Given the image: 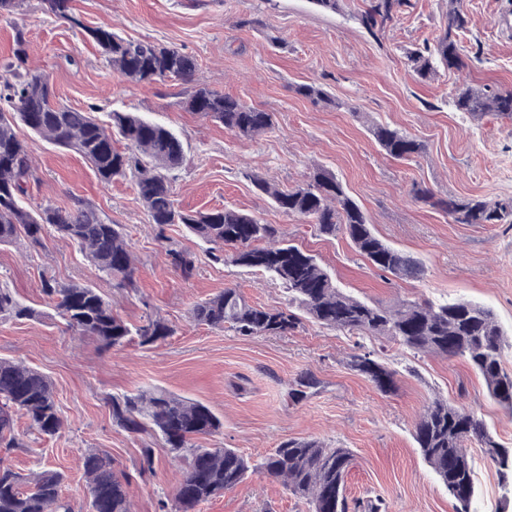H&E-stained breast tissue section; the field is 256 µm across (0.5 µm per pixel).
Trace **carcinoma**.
Wrapping results in <instances>:
<instances>
[{
    "mask_svg": "<svg viewBox=\"0 0 512 512\" xmlns=\"http://www.w3.org/2000/svg\"><path fill=\"white\" fill-rule=\"evenodd\" d=\"M72 2L40 0L43 13L81 30L123 79L153 84L189 81L194 76V57L152 41L125 39L107 26L89 27L74 12ZM448 2L447 24L434 43L407 54L408 66L421 80L431 78L440 65L455 71L467 67L460 36L467 29L468 18L461 0ZM407 4L408 0H370L356 19L378 42L386 24ZM13 58L0 70V246L23 242L35 250L43 246L44 235L51 229L59 238L76 243L99 272L115 280V287L132 285L136 261L132 245L122 225L112 223L106 212L81 198L71 199L65 207L46 204L27 210L20 205L25 184L35 171L33 158L15 130L21 124L48 143L89 162L105 185L132 176L149 223L158 234L171 224H182L191 235L211 245L215 260L228 258L239 266L262 271L279 282L286 293V306L270 308L250 303L237 288H226L192 306L195 323L227 329L237 336H285L298 326L296 311L300 310L325 328L382 336L417 355L462 358L483 378L489 397L512 408V374L502 364L506 332L491 308L470 300L404 301L382 307L344 292L316 257L287 239L276 224H264L231 208L176 209L169 174L183 165L185 152L170 129L115 111L111 112L112 126L106 127L90 113L58 103L49 76L28 65L27 40L20 29L13 38ZM295 91L304 98L341 107L314 82L299 84ZM453 104L471 116L512 114V92L466 86L456 90ZM187 108L238 137L253 138L274 126L273 113L207 87L195 90ZM372 135L394 159H406L423 150L421 141L397 128L375 125ZM248 178L278 210L314 225L318 235L346 233L358 254L376 269L401 281L424 278L423 262L380 239L334 173L318 168L306 183L291 189H283L257 172ZM413 196L444 212L454 224H512L509 198H436L420 187L413 188ZM167 254L175 270L184 276L192 274L194 260L188 252L171 247ZM43 292L70 329L94 336L106 347L133 341L141 347H153L174 333L164 318L153 314L138 326L129 325L92 285L47 280ZM38 316V311L21 302L10 289L0 287V320H33ZM346 365L381 391L390 390L394 383L393 372L372 359L369 352L350 354ZM105 403L117 427L128 433L152 432L172 457L184 461L185 473L174 496L175 512H196L200 504L235 489L254 470L263 471L293 495L307 500L312 512H381L385 508L380 501L363 506L348 499V448H335L317 439H285L253 463L233 448L197 445L199 438L224 427L201 402L155 388L107 395ZM18 414L42 438L55 437L63 424L48 377L21 361L0 358V453L28 449L15 431ZM414 440L436 478L457 502L456 512H470L477 498L473 460L466 443L481 448L502 474H512V468L507 467L512 448L501 446L474 411L439 398L415 423ZM82 470L91 512H130L128 483L115 470L110 453L88 450ZM66 481L65 472L55 467L43 466L23 474L0 459V512H72L62 496Z\"/></svg>",
    "mask_w": 512,
    "mask_h": 512,
    "instance_id": "cac0c4a2",
    "label": "carcinoma"
}]
</instances>
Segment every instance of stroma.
Here are the masks:
<instances>
[{"label": "stroma", "instance_id": "35a3bbf8", "mask_svg": "<svg viewBox=\"0 0 512 512\" xmlns=\"http://www.w3.org/2000/svg\"><path fill=\"white\" fill-rule=\"evenodd\" d=\"M468 26L461 35L467 66L438 69L417 81L407 50L433 41L444 28L448 0H409L377 45L356 16L369 0H342L335 14L314 11L307 0H75L84 24L112 27L125 38L149 39L196 58L189 82L141 85L119 77L70 23L42 12L40 0L0 17V64L12 56L15 29L28 41L31 66L45 71L62 104L109 123L112 111L132 112L171 128L183 141L186 161L172 172L177 209L241 210L276 224L354 296L394 306L403 300H472L490 306L512 336V224H454L446 214L416 201L413 187L436 196L512 197V116L490 112L473 118L451 105L462 85L512 92V30L500 23L512 0H462ZM261 26H251V19ZM325 87L335 105L296 94L301 83ZM201 86L272 112L274 127L252 138L229 134L185 103ZM407 131L425 144L405 160L386 156L369 132L372 124ZM17 133L36 161L35 178L21 204L66 206L82 198L123 225L139 258L133 285L118 289L75 244L47 234L38 250L0 246V285L42 312L40 319L0 321V358L24 362L51 381L63 426L49 440L28 432L17 417L27 450L8 462L26 473L51 465L65 470L63 494L72 512H90L82 457L108 450L129 479L132 512H158L172 501L182 475L152 435L132 434L112 423L109 394L161 388L208 405L224 422L205 448H233L251 459L284 439L316 438L351 450L350 498L383 500L387 512H455L453 499L423 460L413 425L434 398L475 410L495 439L512 448V409L500 406L458 357L417 356L384 338L352 336L301 318L284 336L242 338L199 325L190 310L227 287L252 303L283 306L282 286L262 272L215 261L207 244L183 225L157 237L148 223L133 178L101 184L89 163L54 147L27 128ZM334 173L361 205L386 243L425 263L420 281H397L357 255L345 234L318 236L310 224L286 215L258 195L246 178L255 169L282 187L306 182L314 168ZM194 260L192 276L170 264L167 241ZM93 285L126 322L158 314L175 333L154 347H104L72 332L48 305L44 280ZM394 371L383 392L345 364L355 349ZM313 374L315 387L296 390ZM153 446L157 475L136 473L140 450ZM475 460L478 512H500L512 501V480L478 447ZM197 512H311L308 503L260 471L235 489L202 503Z\"/></svg>", "mask_w": 512, "mask_h": 512}]
</instances>
